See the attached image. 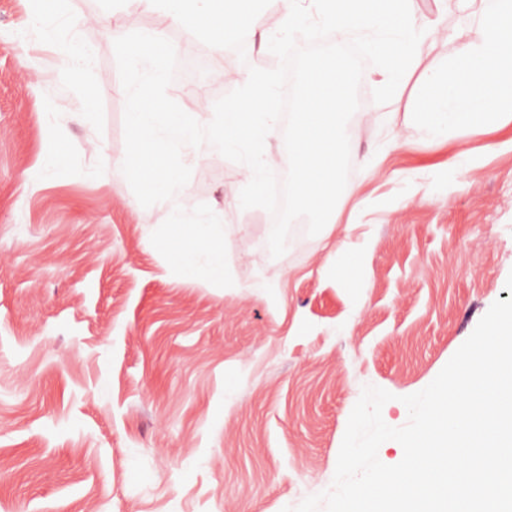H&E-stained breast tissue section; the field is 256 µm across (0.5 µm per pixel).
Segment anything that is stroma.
<instances>
[{
	"instance_id": "35a3bbf8",
	"label": "stroma",
	"mask_w": 512,
	"mask_h": 512,
	"mask_svg": "<svg viewBox=\"0 0 512 512\" xmlns=\"http://www.w3.org/2000/svg\"><path fill=\"white\" fill-rule=\"evenodd\" d=\"M492 5L413 2L420 23L474 38ZM159 27L179 60L170 98L210 122L198 98L231 90L212 78L213 49L147 0H65L52 15L0 0V512H282L330 487L364 386L392 393L382 417L403 426L402 396L512 298V123L437 140L414 129L416 74L447 68L446 38L419 44L386 104L364 70L347 126L362 223L272 257V215L237 204L238 164L189 149L184 196L231 230L234 285L174 275L151 243L171 202L142 207L120 169L113 42ZM392 118L405 134L369 168ZM332 242L363 249L357 287Z\"/></svg>"
}]
</instances>
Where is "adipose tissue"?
Returning <instances> with one entry per match:
<instances>
[{"label": "adipose tissue", "mask_w": 512, "mask_h": 512, "mask_svg": "<svg viewBox=\"0 0 512 512\" xmlns=\"http://www.w3.org/2000/svg\"><path fill=\"white\" fill-rule=\"evenodd\" d=\"M451 38L457 50L447 71L421 76L416 128L428 140L512 121V0L483 13L479 38L463 26Z\"/></svg>", "instance_id": "ef3b65f1"}]
</instances>
